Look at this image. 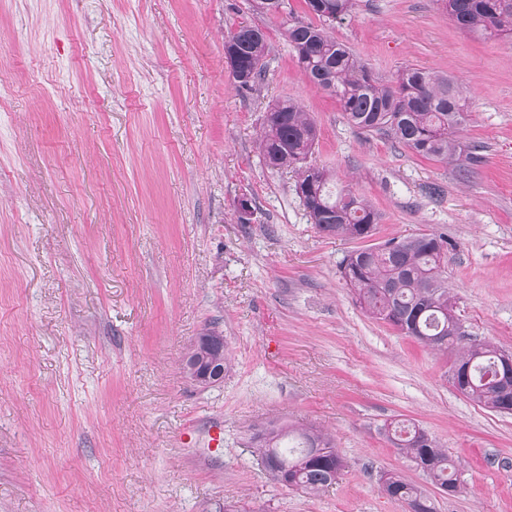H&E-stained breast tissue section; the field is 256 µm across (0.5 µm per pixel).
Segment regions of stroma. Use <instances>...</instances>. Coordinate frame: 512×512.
Returning <instances> with one entry per match:
<instances>
[{
	"instance_id": "1",
	"label": "stroma",
	"mask_w": 512,
	"mask_h": 512,
	"mask_svg": "<svg viewBox=\"0 0 512 512\" xmlns=\"http://www.w3.org/2000/svg\"><path fill=\"white\" fill-rule=\"evenodd\" d=\"M249 0H0V512H405L386 471L437 512H512V415L481 408L438 351L372 318L339 273L358 240L311 224L294 171L264 164L269 102L315 119L311 164L381 215L373 243L444 233L469 335L512 352V39L461 31L441 0H357L329 30L385 79L463 81L466 172L359 133ZM261 26L262 84H236L224 35ZM249 201L250 214L240 210ZM230 372H183L197 336ZM424 428L458 464L433 489L384 426ZM327 433L346 467L289 489L251 437ZM189 354L193 358L206 357L211 359H217L223 355L224 368L218 362L194 359L185 367V372L194 382L203 385H216L224 381V371L228 369V364L224 355L223 336L208 331L203 336L198 337ZM383 492L392 499L411 506L412 512H436L434 500L427 491L406 481L399 473H387L381 478ZM409 512V511H407Z\"/></svg>"
}]
</instances>
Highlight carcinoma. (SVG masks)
<instances>
[{
  "label": "carcinoma",
  "mask_w": 512,
  "mask_h": 512,
  "mask_svg": "<svg viewBox=\"0 0 512 512\" xmlns=\"http://www.w3.org/2000/svg\"><path fill=\"white\" fill-rule=\"evenodd\" d=\"M318 23L286 28L297 63L314 87L334 96L343 118L357 130L386 136L416 155L458 165L477 146L461 141L469 122L466 89L453 78L407 66L385 82L347 46L336 41L325 24L341 20L355 0H304ZM449 18L462 31L486 36L512 35V0H445ZM269 44L266 32L244 26L224 35V58L234 67L240 86L253 88L265 77ZM319 138L315 120L299 104L285 98L271 104L259 142L272 170L298 171L295 192L310 223L332 236L363 240L372 237L380 214L361 196L332 190V171L307 164ZM448 236L421 233L392 238L349 253L340 265L341 278L373 318L419 343L448 351L457 343L461 320L448 288ZM501 350L476 341L457 359L455 388L476 405L500 414L512 413V390L493 384L501 367ZM193 358L224 355V337L209 331L190 349ZM389 441L410 459L441 492L458 490V469L447 450L413 423L393 421ZM255 453L272 478L305 493H318L340 477L345 461L331 440L313 430H290L271 423L255 436ZM383 492L413 512H436L427 491L391 472L381 478Z\"/></svg>",
  "instance_id": "carcinoma-1"
}]
</instances>
